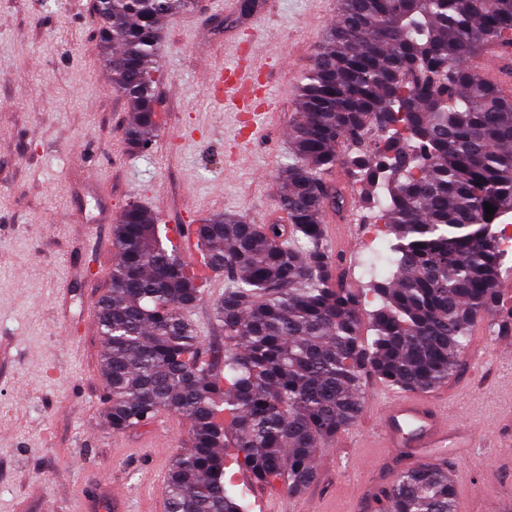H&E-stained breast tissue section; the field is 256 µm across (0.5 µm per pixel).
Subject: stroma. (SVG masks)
Returning <instances> with one entry per match:
<instances>
[{
  "mask_svg": "<svg viewBox=\"0 0 512 512\" xmlns=\"http://www.w3.org/2000/svg\"><path fill=\"white\" fill-rule=\"evenodd\" d=\"M224 2L196 0L165 23L157 137L136 152L123 140L132 110L112 88L96 0H0V512H93L107 485L127 493L129 512H165V481L190 444L188 423L169 414L168 431L119 433L104 414L94 308L111 284L112 226L132 203L170 228L217 213L284 223L278 176L297 87L337 17V0H273L260 17L226 13ZM251 31L261 57L288 63L263 74L271 105L244 140L236 112L214 100L205 75L231 63ZM333 177L349 185L345 168ZM348 195L325 238L344 257L348 285L364 288L373 270H385L388 243L361 248L356 228L370 214L356 188ZM223 294V276H211L191 313L216 372L224 329L213 306ZM365 382L370 417L322 445L304 493L228 468L248 512L282 495L292 512H372V495L413 462L375 435L373 412L394 386L373 375ZM435 394L448 404L453 435L481 432L474 447L449 449L447 462L473 512H485L491 494L512 495V335L477 322Z\"/></svg>",
  "mask_w": 512,
  "mask_h": 512,
  "instance_id": "35a3bbf8",
  "label": "stroma"
}]
</instances>
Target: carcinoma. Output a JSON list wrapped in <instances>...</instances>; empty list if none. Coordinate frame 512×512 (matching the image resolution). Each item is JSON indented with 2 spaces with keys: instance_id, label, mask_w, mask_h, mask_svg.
<instances>
[{
  "instance_id": "carcinoma-1",
  "label": "carcinoma",
  "mask_w": 512,
  "mask_h": 512,
  "mask_svg": "<svg viewBox=\"0 0 512 512\" xmlns=\"http://www.w3.org/2000/svg\"><path fill=\"white\" fill-rule=\"evenodd\" d=\"M195 0H98L112 87L135 117L125 143L155 136L163 24ZM489 42L512 48V0H341L336 24L300 85L301 112L281 172L286 224L216 214L193 225L195 265L164 247L152 211L129 205L113 232L116 262L97 302L112 430L184 418L191 448L172 462L166 512H246L226 483L225 448L257 480L305 491L319 446L349 429L374 374L401 389L448 380L474 322L497 312L512 215V100L463 65ZM342 164L390 236L389 270L360 293L344 280L324 217L349 199ZM494 207L486 214L485 204ZM224 273L213 308L224 372L212 373L188 312L199 268ZM377 306L363 329L366 295ZM380 512H455L447 464L399 473Z\"/></svg>"
}]
</instances>
